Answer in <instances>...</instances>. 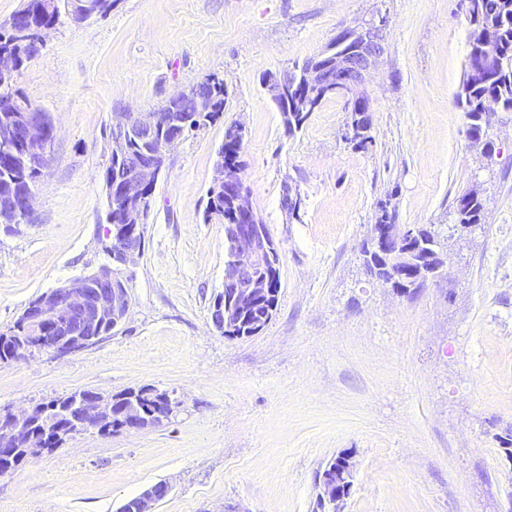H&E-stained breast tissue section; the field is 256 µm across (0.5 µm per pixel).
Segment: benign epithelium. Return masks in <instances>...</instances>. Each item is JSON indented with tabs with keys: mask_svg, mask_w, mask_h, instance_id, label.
<instances>
[{
	"mask_svg": "<svg viewBox=\"0 0 512 512\" xmlns=\"http://www.w3.org/2000/svg\"><path fill=\"white\" fill-rule=\"evenodd\" d=\"M99 0H69L67 17L83 23L100 15ZM386 19L380 18L355 28H344L336 34L326 49L327 63H310L300 74L295 69H285L263 79L262 87L271 101L282 106L283 122H288L290 112H312L326 96L341 95L346 98L350 112H361L372 119L373 109L364 92L367 77L384 53L382 29ZM0 30L13 34V43L34 42L44 45L50 27L33 25L18 14L0 21ZM471 42L475 59L471 76L481 80L491 73L497 51L489 42L481 25L473 27ZM18 64L17 56L10 50L0 51V79H11ZM0 106L19 113L16 124L0 133V143L11 145L24 143L28 154V166L37 171L46 168L51 158L54 142L51 123L43 112L32 104H18L13 98L0 100ZM184 125L174 123L164 111L130 114L118 112L112 121V151L123 153L128 138L153 137L157 131L168 130L174 139H179ZM160 170L155 164L137 162L128 166L124 176L112 185V198L116 199L109 219L112 225L111 240L114 262L124 266L134 265L141 258L145 246L144 216L151 209ZM212 186L224 191L233 199L237 221L225 227L227 258L224 262L223 286L244 297H258L270 288L269 279L259 272L260 266L276 252V246L262 224L254 208L250 193L240 179L234 177L224 162L214 166ZM33 189L26 190L10 206L0 209L1 224H15L21 217H30L34 206ZM404 227L401 224H375L368 243L381 252L402 256L393 272L401 279L410 273L403 259ZM132 304L129 291L112 287V278L100 280V288L90 291L86 282L78 277L68 280L45 292L26 311V321L32 333V342L18 351L14 359L19 360L35 354L64 357L87 350L101 341L96 335L99 324L112 320L126 321ZM214 329L226 338H237L236 326L224 320V299L216 300L211 311ZM51 331L50 343L44 344V334ZM157 404L155 413L158 425L171 420L181 406V401L169 391L152 387ZM111 398L97 391L78 392L71 413L47 422L40 433L27 427L33 408L3 409L0 411V469L8 472L22 461L39 457L80 435L105 434L102 422L112 415V433L137 432L141 430L140 419L134 413H111ZM341 472L332 469L321 475L319 484L325 503L332 506L346 499L352 487L353 463L351 455L340 454ZM170 487L157 482L136 497V512H153L155 505L165 499Z\"/></svg>",
	"mask_w": 512,
	"mask_h": 512,
	"instance_id": "7a95c632",
	"label": "benign epithelium"
}]
</instances>
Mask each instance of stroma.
I'll return each instance as SVG.
<instances>
[{
  "label": "stroma",
  "instance_id": "stroma-1",
  "mask_svg": "<svg viewBox=\"0 0 512 512\" xmlns=\"http://www.w3.org/2000/svg\"><path fill=\"white\" fill-rule=\"evenodd\" d=\"M381 15L368 142L352 140L340 96L287 133L264 78ZM470 34L465 0H115L107 16L60 19L16 75L56 139L28 223L0 224V329L107 263L114 113L158 111L215 75L224 114L169 154L144 256L126 272L124 328L75 355L0 364V408L153 385L179 412L76 437L0 476V512H118L159 481L170 492L155 512H322L318 474L344 451L354 468L341 512H512V115L493 116L485 158L455 101ZM236 123L281 288L264 331L231 340L210 322L224 226L204 211ZM467 189L483 204L472 229L455 208ZM386 210L441 240L442 270L412 295L364 264Z\"/></svg>",
  "mask_w": 512,
  "mask_h": 512
}]
</instances>
